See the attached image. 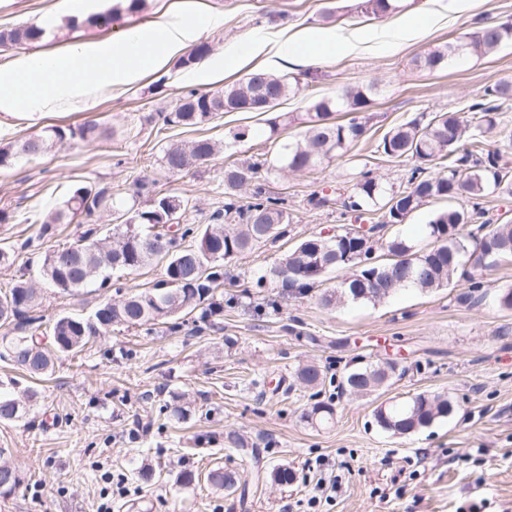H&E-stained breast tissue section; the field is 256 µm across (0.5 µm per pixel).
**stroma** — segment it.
I'll use <instances>...</instances> for the list:
<instances>
[{
  "label": "stroma",
  "mask_w": 512,
  "mask_h": 512,
  "mask_svg": "<svg viewBox=\"0 0 512 512\" xmlns=\"http://www.w3.org/2000/svg\"><path fill=\"white\" fill-rule=\"evenodd\" d=\"M350 0H89L88 9L113 11L104 28L77 20L60 0H0V30L21 24L48 27L49 37L32 53L66 51L79 38L105 44L130 30L157 24L181 8L219 15L222 26L202 40L219 56L247 37L271 30L291 35L310 27L373 28L404 15L439 11L421 39L401 45H371L314 67V82L283 99L275 111L289 115L276 142L266 115L223 112L195 128L168 126L164 116L177 98L194 88L190 69L170 61L138 82L96 93L89 105L66 103L51 112L0 113V142L50 126L94 122L111 131L91 144L68 140L50 155L0 169V247L14 261L0 266V291L16 280L39 283L45 251L71 241L76 224L43 234L42 221L78 185L106 190L123 209L141 208L173 193L188 199L180 222L197 228L224 207V161H255L277 155L301 139L302 119L313 100L333 98L350 87L376 85L365 135L346 152L313 171L262 173L266 191L284 198L288 235L224 264V314L216 326L186 321L177 330L147 325L113 329L81 352L61 357L41 398L26 417L0 423V448L10 449L20 484L0 493V512H97L101 475L123 476L127 492L113 495L112 512H312L308 499L321 477L338 476L341 488L321 512H512V311L497 301L512 287V261L496 262L484 274L483 297L457 304L463 280L423 294L405 290L372 305L323 308L318 291L300 295L282 288H257L254 279L297 241L328 234L355 222L379 223L378 213L355 218L340 206H316V197L354 191L356 173L370 169L390 192L407 190L410 162H387L375 151L393 126L438 112L469 120L470 105L485 89L512 83V42L462 66L430 71L413 60L431 48L458 41L487 24H512V0H473L470 11L446 12L448 0H404L405 10L376 21L349 9ZM207 137L221 144L212 159L189 172L172 174L160 158L173 142ZM40 313L90 314L113 288L72 296L43 288ZM390 360L397 366L390 385L360 398L342 388L346 373L361 363ZM317 363L318 390L300 385L299 364ZM187 395L191 416L178 423L164 412L173 394ZM418 393L443 394L451 416L418 432L396 437L373 418L381 403ZM332 403L333 423L314 428L301 418L315 401ZM238 435L260 450L259 458L231 448ZM151 480L140 476L142 466ZM285 465L296 474L276 486L265 472ZM236 473L247 494L224 492L206 481L210 469ZM193 472L192 484L176 483Z\"/></svg>",
  "instance_id": "stroma-1"
}]
</instances>
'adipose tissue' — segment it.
<instances>
[{
	"label": "adipose tissue",
	"instance_id": "1",
	"mask_svg": "<svg viewBox=\"0 0 512 512\" xmlns=\"http://www.w3.org/2000/svg\"><path fill=\"white\" fill-rule=\"evenodd\" d=\"M436 21L421 15L378 29L306 28L288 40L269 33L247 38L234 51L216 57L196 77L209 83L225 69L249 57H262L268 69L282 64L306 67L328 57L357 53L365 43H394L421 37ZM221 18L174 11L153 27L134 30L111 49L79 41L62 53L22 55L0 71V112H50L61 103L88 104L95 91L118 88L160 71L168 61L197 42Z\"/></svg>",
	"mask_w": 512,
	"mask_h": 512
}]
</instances>
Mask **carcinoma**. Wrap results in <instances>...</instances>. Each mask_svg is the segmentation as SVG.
<instances>
[{
    "mask_svg": "<svg viewBox=\"0 0 512 512\" xmlns=\"http://www.w3.org/2000/svg\"><path fill=\"white\" fill-rule=\"evenodd\" d=\"M399 0H357L355 10L362 15L387 16L399 10ZM44 29L23 25L0 30V45L29 46L42 39ZM512 41V26L483 27L466 49V55L481 57L494 53L503 43ZM210 53V46L201 43L182 57L179 65L189 68ZM451 46L430 49L413 60L429 70H444L450 66ZM272 98V104L257 107L256 91ZM300 90V80L288 75L265 71L248 74L242 81L224 86L220 93H202L195 89L184 92L172 111L165 117L169 125L186 128L207 124L218 112L274 111L279 101ZM376 86L354 87L334 98L312 102L303 138L286 147L281 154L280 168L291 172L316 169L324 161L341 155L352 142L365 133V125L355 120L347 124L330 121L335 112H364L371 104ZM512 98V85L500 84L485 92L481 102L469 107L479 133L497 129L498 101ZM467 126L455 112L435 114L427 123L417 120L399 124L381 137L376 152L393 161L415 162L410 169V190L390 193L371 171L360 172L356 183L354 204L362 209L381 206L382 222L375 228L401 223L400 216L416 212L429 201L452 200L467 194L478 200L488 192L512 195V167L500 150L487 148L483 137L463 142ZM79 137L94 141L109 136V131L96 124L73 128L50 127L39 134L0 144V169L15 165L22 158L38 157L52 152L68 138ZM219 152L210 138H197L187 143L175 142L163 150L161 163L168 172L188 171L210 160ZM263 166L262 162L232 163L224 167V194L228 203L224 211L213 214L212 223L194 231L184 229L181 239L193 237L189 248L159 229L167 224H180L181 212L188 201L178 195L151 199L134 212L129 224L102 225L85 230L74 242L45 254L39 276L50 288L61 283L70 287L64 293H78L85 288H106L112 276L132 275L155 258L165 261L164 278L155 284L128 293L119 301H104L88 316L60 315L46 333L40 332L44 317L37 314L40 294L26 280H18L0 295V325H11L20 336L0 338V358L9 360L34 381H43L55 372L56 361L62 355L76 354L93 338L104 336L114 326L139 328L156 321L178 319L192 313L205 321L224 312V261L245 252L258 250L283 235V226L290 221L284 200L274 197L261 186L255 187L252 201L235 206L233 196L249 185ZM114 200L103 189L86 186L76 188L61 206L47 214L43 234L56 224H71L77 217L90 222L100 209H111ZM483 212L448 207L436 211L427 225L431 243L420 247L399 235L382 241L359 236H340L348 242L310 236L287 251L272 266L264 269L257 284L270 283L290 288L300 294L323 284L324 277L336 270L344 278L332 289L320 295L325 307L345 302H365L373 305L391 297L399 290L414 289L431 293L447 286L456 275L467 255L463 229L476 223ZM234 218L235 224L223 225ZM482 234L478 240L479 255L474 264L487 268L484 260L512 257V224L478 225ZM350 252V260H336V252ZM484 281L469 277L468 289L457 294L461 305L477 303ZM396 374V364L385 361L366 363L351 369L345 377L349 393L367 397L388 384ZM297 380L308 388L323 383V374L316 364L296 369ZM39 391L29 386L22 398L0 396V421L21 420L26 410L23 402H33ZM453 404L442 394L419 393L403 402L381 404L374 408L373 417L383 431L401 436L414 433L451 414ZM335 416L330 403L316 402L304 413V420L314 427L329 425ZM7 448H0V477L11 478L1 493L11 492L19 484L16 467L6 457ZM267 477L272 483L288 486L296 480L295 473L282 465L272 469ZM210 483L231 490L236 478L218 468L208 474Z\"/></svg>",
    "mask_w": 512,
    "mask_h": 512,
    "instance_id": "obj_1",
    "label": "carcinoma"
}]
</instances>
